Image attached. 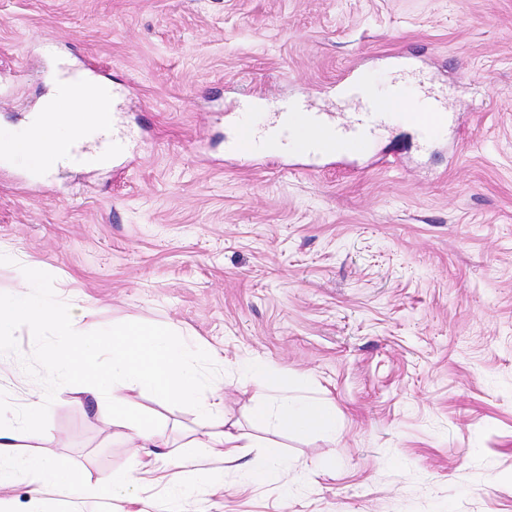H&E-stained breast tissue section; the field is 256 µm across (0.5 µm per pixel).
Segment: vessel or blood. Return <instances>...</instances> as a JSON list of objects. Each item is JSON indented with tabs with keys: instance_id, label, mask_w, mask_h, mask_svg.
<instances>
[{
	"instance_id": "obj_1",
	"label": "vessel or blood",
	"mask_w": 512,
	"mask_h": 512,
	"mask_svg": "<svg viewBox=\"0 0 512 512\" xmlns=\"http://www.w3.org/2000/svg\"><path fill=\"white\" fill-rule=\"evenodd\" d=\"M343 90L357 110L339 121L328 112H311L283 101L273 112L261 115L254 109H242L236 126L248 130V139L235 138L227 145L234 158L259 159L275 151H294L315 161L327 156L352 158L372 151L381 131L399 118L398 113L384 111V97L398 96L412 100L416 110L408 121L417 126L419 139L431 143L446 137L448 115L442 112L437 98L416 87L392 79L352 78Z\"/></svg>"
}]
</instances>
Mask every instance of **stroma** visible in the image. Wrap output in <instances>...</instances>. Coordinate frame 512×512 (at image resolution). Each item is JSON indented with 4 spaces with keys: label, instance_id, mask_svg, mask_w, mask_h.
Instances as JSON below:
<instances>
[{
    "label": "stroma",
    "instance_id": "stroma-1",
    "mask_svg": "<svg viewBox=\"0 0 512 512\" xmlns=\"http://www.w3.org/2000/svg\"><path fill=\"white\" fill-rule=\"evenodd\" d=\"M111 82L126 153L37 176L0 157V292L38 270L91 327H170L221 356L247 470L184 512H512V0H0V132L46 94L54 59ZM408 81L448 138L401 123L377 151L311 171L226 161L233 117L288 99L345 118L344 75ZM30 327L0 338L12 405L42 382ZM260 359L289 394L331 402L335 437L251 421ZM39 452L89 483L129 468L70 383L51 386ZM138 404L175 435L187 404ZM276 443L287 474L272 471Z\"/></svg>",
    "mask_w": 512,
    "mask_h": 512
}]
</instances>
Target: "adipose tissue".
<instances>
[{
    "instance_id": "adipose-tissue-1",
    "label": "adipose tissue",
    "mask_w": 512,
    "mask_h": 512,
    "mask_svg": "<svg viewBox=\"0 0 512 512\" xmlns=\"http://www.w3.org/2000/svg\"><path fill=\"white\" fill-rule=\"evenodd\" d=\"M73 80L66 72L50 73V91L39 110L23 128L0 141V149L7 156L45 173L73 159L81 144L80 132L111 127L113 96L109 84L90 80L75 100L66 107L57 106L61 88ZM92 313L88 306L76 316L61 313L57 301L43 293L40 279L33 275L23 292L0 294V334L27 325L44 337L40 367L45 382L70 380L76 394L101 404L112 420V438L123 440L135 435L139 445L133 466L85 485L68 460L34 451L43 431L33 424L32 417L47 408L45 394L36 395L23 411L8 414L0 397V492L27 478L39 489L51 487L69 497L109 504L129 500L159 478L172 493H179L185 483L179 465L188 452L223 465L239 463L242 436L236 424L224 417L223 389L206 388L199 370L201 364L214 362V354L205 348L188 354L177 332L169 328L131 324L112 331L83 330L82 319ZM246 368L262 379L264 396L253 415L256 426L335 436L334 406L322 399L275 394L278 370L260 361L247 363ZM135 389L161 402L194 405L206 417L205 431L175 441L161 417L138 410L131 397Z\"/></svg>"
}]
</instances>
